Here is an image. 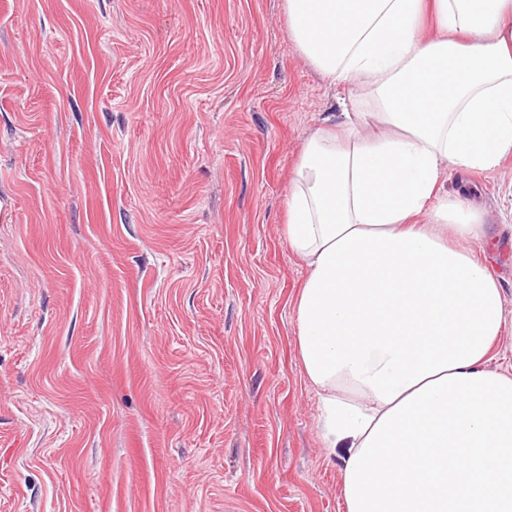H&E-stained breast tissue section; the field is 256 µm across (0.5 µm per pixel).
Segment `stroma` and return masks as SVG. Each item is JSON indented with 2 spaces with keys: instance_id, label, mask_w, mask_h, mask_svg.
Segmentation results:
<instances>
[{
  "instance_id": "stroma-1",
  "label": "stroma",
  "mask_w": 512,
  "mask_h": 512,
  "mask_svg": "<svg viewBox=\"0 0 512 512\" xmlns=\"http://www.w3.org/2000/svg\"><path fill=\"white\" fill-rule=\"evenodd\" d=\"M332 86L283 0H0V512H345L283 234ZM512 374V157L454 172Z\"/></svg>"
}]
</instances>
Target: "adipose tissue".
<instances>
[{
  "label": "adipose tissue",
  "instance_id": "adipose-tissue-1",
  "mask_svg": "<svg viewBox=\"0 0 512 512\" xmlns=\"http://www.w3.org/2000/svg\"><path fill=\"white\" fill-rule=\"evenodd\" d=\"M284 6L308 61L374 103L322 118L283 229L346 512H512V376L484 367L503 290L469 247L481 213L443 178L512 155V0H433V38L424 0Z\"/></svg>",
  "mask_w": 512,
  "mask_h": 512
}]
</instances>
